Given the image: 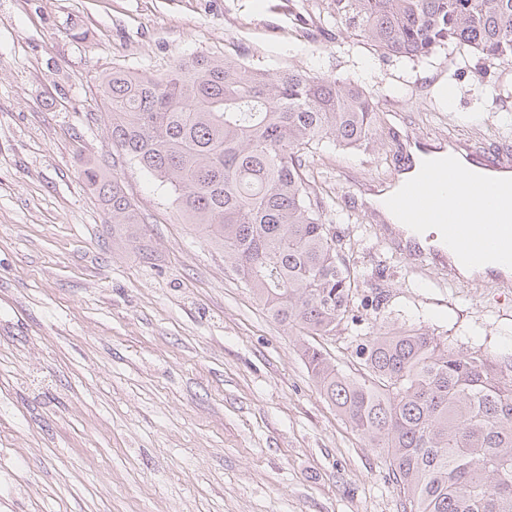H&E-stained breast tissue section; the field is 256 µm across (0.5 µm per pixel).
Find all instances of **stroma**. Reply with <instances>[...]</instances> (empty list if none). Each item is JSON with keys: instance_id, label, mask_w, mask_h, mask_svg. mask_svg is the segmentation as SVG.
<instances>
[{"instance_id": "1", "label": "stroma", "mask_w": 512, "mask_h": 512, "mask_svg": "<svg viewBox=\"0 0 512 512\" xmlns=\"http://www.w3.org/2000/svg\"><path fill=\"white\" fill-rule=\"evenodd\" d=\"M299 2L0 0V512H403L383 449L321 394L294 331L113 147L99 84L116 69L229 56L357 81L373 143L324 147L310 167L364 332L414 329L512 366V287L411 262L367 202L414 138L512 145V67L386 57L305 26ZM90 160L142 223H112Z\"/></svg>"}]
</instances>
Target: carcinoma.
I'll return each instance as SVG.
<instances>
[{"mask_svg": "<svg viewBox=\"0 0 512 512\" xmlns=\"http://www.w3.org/2000/svg\"><path fill=\"white\" fill-rule=\"evenodd\" d=\"M319 23L389 57L426 58L451 45L465 58L512 64V0H325ZM100 94L112 145L168 186L263 308L298 331L316 386L355 434L386 452L404 512H512V378L491 358L397 331L358 343L363 372L351 376L309 342L350 318L356 277L305 156L324 143H368L373 97L350 79L271 75L205 56L159 78L115 70ZM83 175L112 223H142L117 178L93 163Z\"/></svg>", "mask_w": 512, "mask_h": 512, "instance_id": "obj_1", "label": "carcinoma"}]
</instances>
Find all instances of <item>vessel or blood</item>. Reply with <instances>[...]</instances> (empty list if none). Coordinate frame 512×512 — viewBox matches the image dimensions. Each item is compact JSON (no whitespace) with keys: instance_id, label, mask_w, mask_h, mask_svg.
I'll use <instances>...</instances> for the list:
<instances>
[{"instance_id":"obj_1","label":"vessel or blood","mask_w":512,"mask_h":512,"mask_svg":"<svg viewBox=\"0 0 512 512\" xmlns=\"http://www.w3.org/2000/svg\"><path fill=\"white\" fill-rule=\"evenodd\" d=\"M422 166L406 159L409 177L398 178L397 190L384 204L397 223L390 228L395 249L414 259L429 258L448 265L452 256L464 258L496 284H512V148L487 152L464 150L416 140ZM435 224L437 243L421 245L406 236L405 227Z\"/></svg>"}]
</instances>
